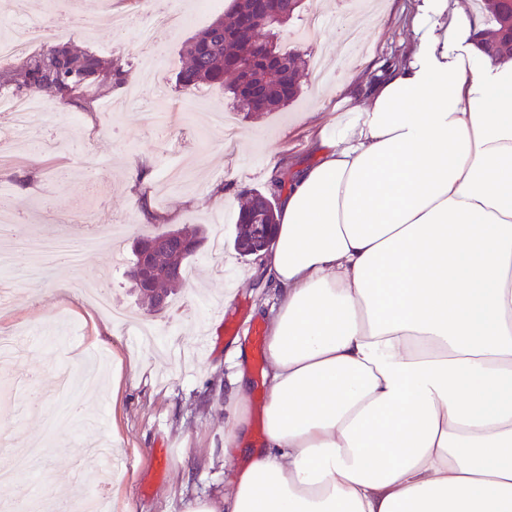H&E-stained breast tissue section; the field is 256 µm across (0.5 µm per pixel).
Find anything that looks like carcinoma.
I'll use <instances>...</instances> for the list:
<instances>
[{
  "label": "carcinoma",
  "instance_id": "1",
  "mask_svg": "<svg viewBox=\"0 0 512 512\" xmlns=\"http://www.w3.org/2000/svg\"><path fill=\"white\" fill-rule=\"evenodd\" d=\"M483 10L495 26L490 38L493 43L501 29L512 27V6L503 0H484ZM230 12L229 21L218 17L188 40L176 82L185 90L201 85H225L239 110L275 112L293 100L298 91H288V75L275 71L267 54L275 53L287 58L296 70L307 66V60L297 52L279 47L276 37L282 24L272 21L255 28L252 33V38L261 42L267 53L252 57L244 71L232 67L240 51V19L251 14L250 0H232ZM131 70L132 64L127 60L117 58L106 62L94 52L80 49L69 41L48 40L25 58L19 71H1L0 87L13 85L23 94L46 89L62 104L83 110L89 101L80 95L81 89L120 86L127 82ZM265 200L272 203L274 196L257 189L245 192L234 238V248L241 256L246 252L247 243L255 236V230L249 226L244 214ZM188 260L187 255H162L152 279L163 278L172 264L180 266L179 275L185 276Z\"/></svg>",
  "mask_w": 512,
  "mask_h": 512
}]
</instances>
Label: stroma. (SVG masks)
Wrapping results in <instances>:
<instances>
[{"mask_svg": "<svg viewBox=\"0 0 512 512\" xmlns=\"http://www.w3.org/2000/svg\"><path fill=\"white\" fill-rule=\"evenodd\" d=\"M174 2L177 20L153 31L163 47L159 65L136 29L74 31L70 39L78 48L106 60L131 59L127 83L97 97L90 112L40 91L44 107L35 111L27 136L55 139L56 149L23 154L16 165L0 167V189L9 194L19 232L33 227L51 235L59 214L80 205L130 226L81 266L58 268L38 289L19 284L17 300L0 313L1 331L37 328L55 335L26 346L0 374L10 388L8 405L0 410V455L50 444L53 462L19 474L18 486L46 483L83 497L106 481L105 512H189L195 500L223 494L224 386L235 371L236 342L255 345L249 326L264 324L260 306L270 288L258 282L255 262L234 250L236 207L219 203L214 188L271 193L274 165L308 160L306 129L335 108L337 82L351 73L371 80L379 66L400 58L411 37V0H381L379 16L361 32V49L341 53L330 47L339 31L337 0H303L278 42L303 57H320L326 79L317 81L314 70H307L295 102L278 112L246 114L234 109L222 88L177 86L183 46L216 12L198 0ZM145 73L152 99L183 104L181 142L158 136L150 112L141 108L108 111V104L125 100L142 84ZM89 152L110 161L94 186L71 172ZM133 158L148 163L149 181L130 166ZM145 194L176 226L205 225L208 234H222L224 243L218 254L204 243L187 266L190 280L161 312L142 307L124 275L133 238L166 229L143 221L138 198ZM228 282L238 285L229 301ZM102 285L127 311L128 324L93 310V291ZM225 313L240 321L234 335L216 326ZM207 331L212 345L202 358L197 341Z\"/></svg>", "mask_w": 512, "mask_h": 512, "instance_id": "stroma-1", "label": "stroma"}]
</instances>
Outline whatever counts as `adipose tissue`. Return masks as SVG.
I'll return each mask as SVG.
<instances>
[{"label": "adipose tissue", "mask_w": 512, "mask_h": 512, "mask_svg": "<svg viewBox=\"0 0 512 512\" xmlns=\"http://www.w3.org/2000/svg\"><path fill=\"white\" fill-rule=\"evenodd\" d=\"M279 171L264 440L247 351L191 512H512V62L460 0Z\"/></svg>", "instance_id": "obj_1"}]
</instances>
